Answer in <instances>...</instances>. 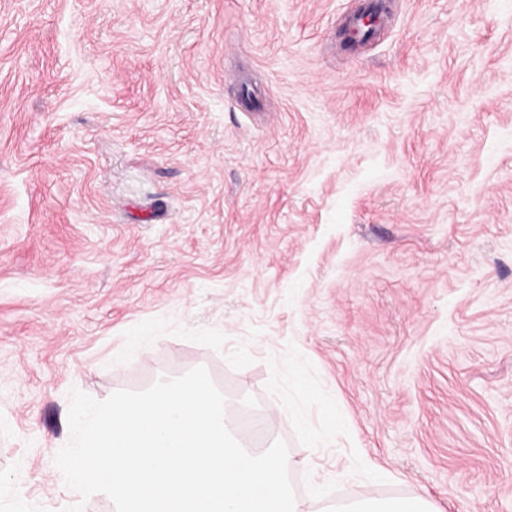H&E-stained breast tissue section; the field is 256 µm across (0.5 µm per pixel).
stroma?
Returning a JSON list of instances; mask_svg holds the SVG:
<instances>
[{"label":"stroma","instance_id":"obj_1","mask_svg":"<svg viewBox=\"0 0 512 512\" xmlns=\"http://www.w3.org/2000/svg\"><path fill=\"white\" fill-rule=\"evenodd\" d=\"M361 2L0 0V512L198 366L308 512H512V0ZM438 512L423 497H399L389 499L363 498L348 505L334 506L327 512Z\"/></svg>","mask_w":512,"mask_h":512}]
</instances>
